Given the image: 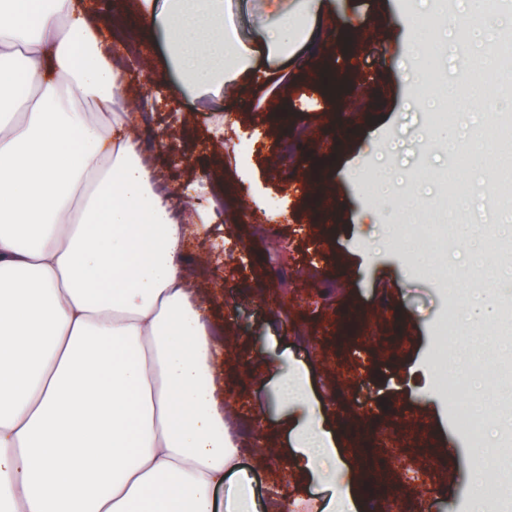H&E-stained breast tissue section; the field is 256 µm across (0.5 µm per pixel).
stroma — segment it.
Here are the masks:
<instances>
[{
  "instance_id": "35a3bbf8",
  "label": "stroma",
  "mask_w": 512,
  "mask_h": 512,
  "mask_svg": "<svg viewBox=\"0 0 512 512\" xmlns=\"http://www.w3.org/2000/svg\"><path fill=\"white\" fill-rule=\"evenodd\" d=\"M335 20L298 40L290 54L259 49L257 69L230 81L232 95L177 90L178 77L158 60L149 38L137 36L136 61L124 66L130 96L148 94L147 117L135 128L144 153L161 176V188L180 202L204 209L214 176L224 182L227 213L212 212L183 255L211 275L203 283L208 316L233 339L224 377L233 395L230 424L257 494L279 486L289 504L327 507L337 486L354 484L358 512H370L369 470L352 447L378 455L383 428L397 426L407 457L429 462L433 479L398 469L387 482L404 512H473L469 475L475 445L455 423L451 392L439 389L442 322L456 307L469 272L451 277L428 268L427 253L392 243L389 203L377 200L371 181L380 165L401 172L447 171L446 183L410 184L422 210L404 223H424L443 192L468 181L478 188L501 162L503 144L464 150L448 160L435 138L448 130L416 105L403 72L423 15L447 10L446 0H329ZM231 17L244 41L276 24L263 0H231ZM468 44L455 31L431 38L434 82L478 93L496 120L512 123V91L490 77L461 79L456 60ZM370 83V106L350 112L346 101ZM308 126L313 136L296 160L277 155L287 126ZM166 143L157 151V140ZM276 212L272 237L257 239L253 224ZM295 241L298 263L288 260ZM302 371L313 407L336 445V477L316 479L293 467L295 425L303 408L278 394L283 377ZM512 402L492 420L496 437L485 444L499 455L497 482L512 481ZM261 448L274 458L262 463Z\"/></svg>"
}]
</instances>
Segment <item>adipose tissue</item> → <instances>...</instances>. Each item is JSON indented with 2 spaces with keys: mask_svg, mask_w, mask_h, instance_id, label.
<instances>
[{
  "mask_svg": "<svg viewBox=\"0 0 512 512\" xmlns=\"http://www.w3.org/2000/svg\"><path fill=\"white\" fill-rule=\"evenodd\" d=\"M266 3L281 22L258 37L287 52L304 18ZM136 21L183 87L251 66L224 0H139ZM0 108V512H286L238 463L221 344L181 261L202 226L138 148L111 26L84 0H0ZM335 455L301 426L297 469Z\"/></svg>",
  "mask_w": 512,
  "mask_h": 512,
  "instance_id": "1",
  "label": "adipose tissue"
}]
</instances>
